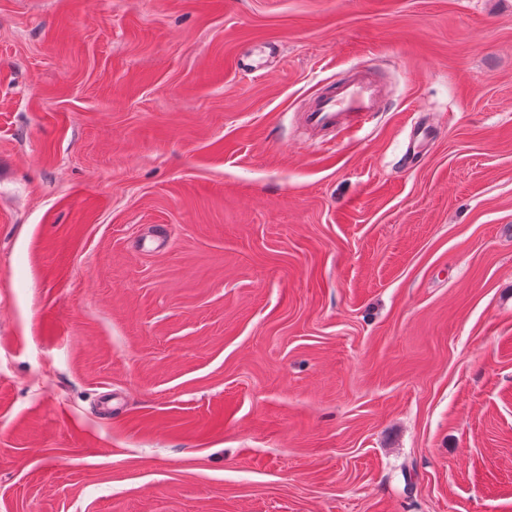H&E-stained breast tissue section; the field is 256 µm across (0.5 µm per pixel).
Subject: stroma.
Returning a JSON list of instances; mask_svg holds the SVG:
<instances>
[{
  "label": "stroma",
  "instance_id": "obj_1",
  "mask_svg": "<svg viewBox=\"0 0 512 512\" xmlns=\"http://www.w3.org/2000/svg\"><path fill=\"white\" fill-rule=\"evenodd\" d=\"M0 512H512V0H0ZM382 103V91L365 71H355L343 82L330 87L314 99L300 114L301 124L311 135L347 125L363 127L369 123Z\"/></svg>",
  "mask_w": 512,
  "mask_h": 512
}]
</instances>
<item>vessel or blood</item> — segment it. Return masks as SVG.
<instances>
[{"instance_id": "1", "label": "vessel or blood", "mask_w": 512, "mask_h": 512, "mask_svg": "<svg viewBox=\"0 0 512 512\" xmlns=\"http://www.w3.org/2000/svg\"><path fill=\"white\" fill-rule=\"evenodd\" d=\"M381 103L380 88L367 72L357 71L316 97L300 120L314 136L347 124L361 127L379 112Z\"/></svg>"}]
</instances>
